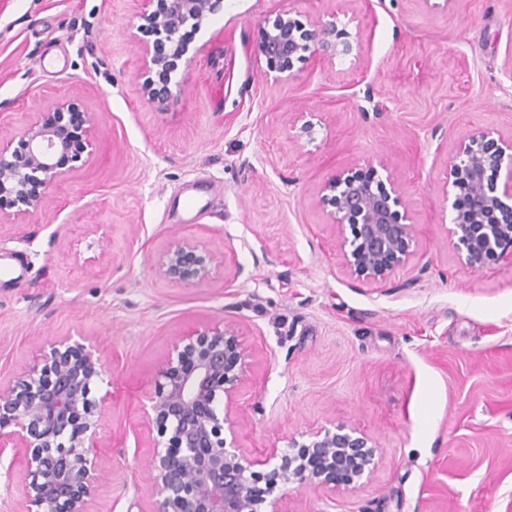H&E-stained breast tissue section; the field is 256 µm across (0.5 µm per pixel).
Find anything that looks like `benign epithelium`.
<instances>
[{
  "instance_id": "benign-epithelium-1",
  "label": "benign epithelium",
  "mask_w": 512,
  "mask_h": 512,
  "mask_svg": "<svg viewBox=\"0 0 512 512\" xmlns=\"http://www.w3.org/2000/svg\"><path fill=\"white\" fill-rule=\"evenodd\" d=\"M139 18L154 40L142 47L141 88L162 105L189 62L191 35L224 7V0H139ZM331 55L348 54L349 33L336 23L307 29L283 12L262 27L257 51L265 74L293 76L294 62L313 45ZM483 130L461 140L448 164L451 222L448 238L458 258L478 270L512 258V138ZM94 150L91 117L60 100L35 119L17 144H0V215L45 207L49 189L79 169ZM503 186H497L501 171ZM316 204L337 226L342 264L354 279L384 284L415 253L417 228L402 202L398 182L376 169L348 167L320 185ZM215 256L186 241L168 251L156 269L168 283L208 278ZM232 324H213L185 335L157 367L150 410L161 433H171L145 480L159 497L157 512H278L273 494L298 488L356 484L375 465V442L346 424L321 428L290 451L273 448L251 458L238 446L232 408L245 381L247 352ZM104 361L97 350L68 339L40 345L32 365L0 388V455L25 448L30 455L27 512H87L99 474L86 444L102 417L90 397ZM69 448V453H58ZM262 465L261 472L253 467Z\"/></svg>"
}]
</instances>
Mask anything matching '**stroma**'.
Instances as JSON below:
<instances>
[{"label": "stroma", "mask_w": 512, "mask_h": 512, "mask_svg": "<svg viewBox=\"0 0 512 512\" xmlns=\"http://www.w3.org/2000/svg\"><path fill=\"white\" fill-rule=\"evenodd\" d=\"M283 11L359 44L333 57L312 46L274 79L255 45ZM137 12L136 0H0V139L62 98L94 118L86 165L43 209L0 218L13 269L0 278V385L38 341L106 359L89 512H157L145 480L167 443L145 414L156 368L217 322L250 353L234 413L247 455L338 423L379 447L356 487H286L279 512H512V260L462 264L445 199L460 140L512 138V0H224L160 107L141 89L151 36ZM368 89L379 111L357 109ZM372 165L399 182L419 232L381 286L346 272L315 204L336 171ZM187 239L216 254L208 278L159 280ZM26 456H0V512H26Z\"/></svg>", "instance_id": "stroma-1"}]
</instances>
